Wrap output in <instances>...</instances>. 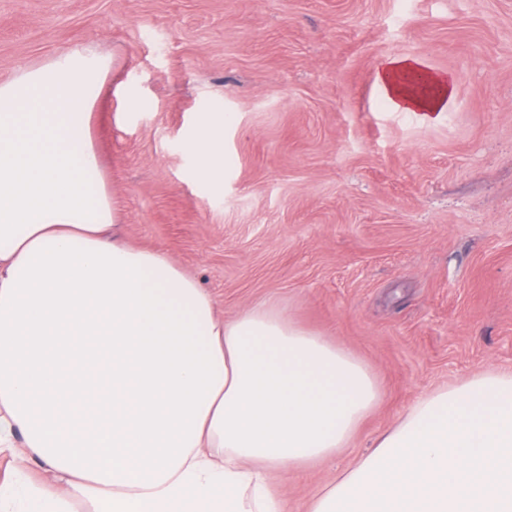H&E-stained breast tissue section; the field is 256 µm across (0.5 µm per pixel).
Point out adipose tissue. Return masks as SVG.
<instances>
[{
    "instance_id": "obj_1",
    "label": "adipose tissue",
    "mask_w": 512,
    "mask_h": 512,
    "mask_svg": "<svg viewBox=\"0 0 512 512\" xmlns=\"http://www.w3.org/2000/svg\"><path fill=\"white\" fill-rule=\"evenodd\" d=\"M109 70L77 49L0 81V512H283L271 473L347 448L380 385L124 242L89 134ZM376 81L428 118L452 93L413 57ZM309 512H512V371L418 397Z\"/></svg>"
}]
</instances>
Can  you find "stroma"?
I'll list each match as a JSON object with an SVG mask.
<instances>
[{
    "label": "stroma",
    "mask_w": 512,
    "mask_h": 512,
    "mask_svg": "<svg viewBox=\"0 0 512 512\" xmlns=\"http://www.w3.org/2000/svg\"><path fill=\"white\" fill-rule=\"evenodd\" d=\"M76 48L112 61L90 134L125 241L379 380L349 448L274 475L285 512L420 394L512 371V0H0L1 81ZM391 56L451 76L437 119L387 102ZM219 118L212 181L187 144Z\"/></svg>",
    "instance_id": "obj_1"
}]
</instances>
